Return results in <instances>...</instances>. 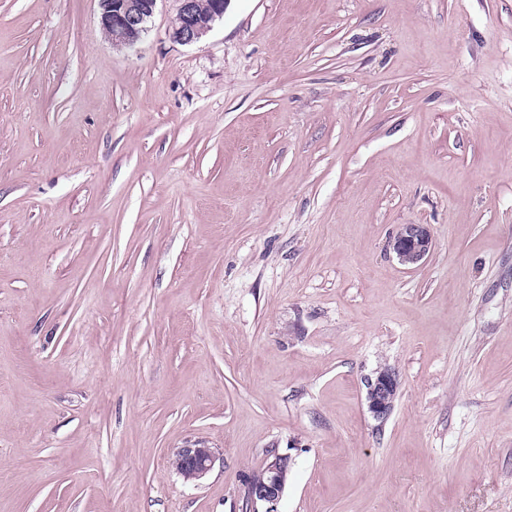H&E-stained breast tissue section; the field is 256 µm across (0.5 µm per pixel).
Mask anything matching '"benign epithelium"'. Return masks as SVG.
I'll use <instances>...</instances> for the list:
<instances>
[{"instance_id":"obj_1","label":"benign epithelium","mask_w":512,"mask_h":512,"mask_svg":"<svg viewBox=\"0 0 512 512\" xmlns=\"http://www.w3.org/2000/svg\"><path fill=\"white\" fill-rule=\"evenodd\" d=\"M158 0H99L100 21L110 33L117 47H133L148 31V21L154 14ZM176 22L168 31L169 38L181 45L201 41L224 18V0H210L202 10L199 0H178ZM435 248V240L427 224H403L393 238L392 250L398 262L408 269H416L427 260ZM366 403L377 420H385L394 408L399 388L397 373L389 367H380L365 380ZM217 456L202 441L178 449L171 462L176 473L186 483H195L214 468ZM293 460L288 454L270 450L257 472L244 476L245 512H279Z\"/></svg>"}]
</instances>
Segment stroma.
Masks as SVG:
<instances>
[{
    "mask_svg": "<svg viewBox=\"0 0 512 512\" xmlns=\"http://www.w3.org/2000/svg\"><path fill=\"white\" fill-rule=\"evenodd\" d=\"M177 9L0 0V512H512V0ZM158 0H99L100 21L117 47H133L148 31ZM206 9L209 0H201ZM176 22L168 31L169 38L181 45H191L201 41L213 28V24L224 18V0H210L206 11L199 0H178ZM435 248V240L427 224H403L393 238L392 250L398 262L407 269H416ZM366 403L369 412L377 420H385L394 408L399 388L397 373L389 367L378 368L365 380ZM216 460L213 448L202 441L179 448L171 458L174 470L186 483H195L206 477L214 468ZM293 460L289 454L270 450L257 472L244 476L243 487L246 512H280L279 503L285 491Z\"/></svg>",
    "mask_w": 512,
    "mask_h": 512,
    "instance_id": "obj_1",
    "label": "stroma"
}]
</instances>
